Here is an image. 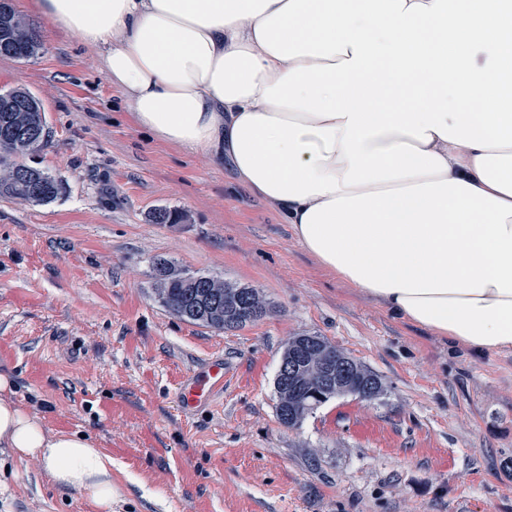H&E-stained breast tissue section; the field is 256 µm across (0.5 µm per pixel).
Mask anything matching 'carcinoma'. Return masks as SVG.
<instances>
[{
    "label": "carcinoma",
    "mask_w": 512,
    "mask_h": 512,
    "mask_svg": "<svg viewBox=\"0 0 512 512\" xmlns=\"http://www.w3.org/2000/svg\"><path fill=\"white\" fill-rule=\"evenodd\" d=\"M42 48L40 36L13 9L10 0H0V57L29 59ZM13 129L11 137L0 140V197L43 204L57 198L63 183L32 165L19 163L14 158L36 153L47 143L46 120L40 100L26 89H13L0 93V135L4 128ZM168 270L165 278L154 277L155 291L161 304L173 315L216 330L237 329L248 325L234 300L224 299V292L236 293L242 285L199 275L202 287L187 288L182 281L183 272L166 259H158L153 267ZM276 412L281 424H286L282 411L289 408L295 413H312L319 402L303 398L292 401L277 394Z\"/></svg>",
    "instance_id": "obj_1"
}]
</instances>
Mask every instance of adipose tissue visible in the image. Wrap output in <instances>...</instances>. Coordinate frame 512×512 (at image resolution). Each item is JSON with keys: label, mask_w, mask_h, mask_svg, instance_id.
Masks as SVG:
<instances>
[{"label": "adipose tissue", "mask_w": 512, "mask_h": 512, "mask_svg": "<svg viewBox=\"0 0 512 512\" xmlns=\"http://www.w3.org/2000/svg\"><path fill=\"white\" fill-rule=\"evenodd\" d=\"M140 129L231 169L320 266L512 353V0H34ZM0 374V446L112 512V458Z\"/></svg>", "instance_id": "obj_1"}]
</instances>
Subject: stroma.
<instances>
[{
	"instance_id": "obj_1",
	"label": "stroma",
	"mask_w": 512,
	"mask_h": 512,
	"mask_svg": "<svg viewBox=\"0 0 512 512\" xmlns=\"http://www.w3.org/2000/svg\"><path fill=\"white\" fill-rule=\"evenodd\" d=\"M42 50L0 57V92L42 102L49 138L26 163L57 199L0 198V374L52 433L112 457V512H512V356H476L402 321L323 269L230 170L134 125L94 50L12 0ZM178 211L157 224L155 209ZM163 258L258 289L272 313L218 331L155 294ZM323 338L384 391L276 416L285 342ZM216 360L224 388L183 408ZM0 512H96L37 460L0 451Z\"/></svg>"
}]
</instances>
